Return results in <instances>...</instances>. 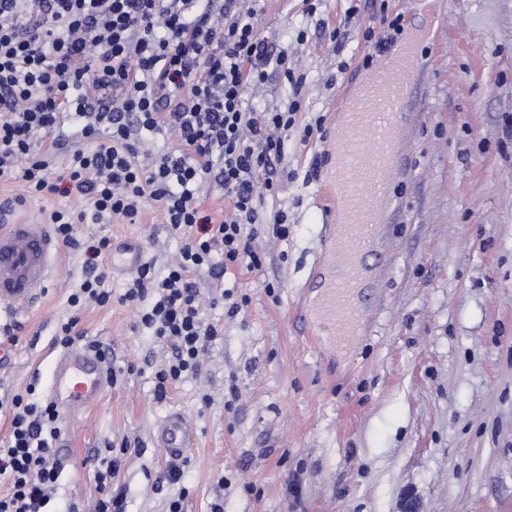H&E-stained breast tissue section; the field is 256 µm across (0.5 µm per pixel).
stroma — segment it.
<instances>
[{"mask_svg":"<svg viewBox=\"0 0 512 512\" xmlns=\"http://www.w3.org/2000/svg\"><path fill=\"white\" fill-rule=\"evenodd\" d=\"M392 3L415 26L440 27L441 43L422 53L400 170L375 218L367 316L351 344H317L326 330L315 309L331 275L324 244L335 217L321 187L335 173L336 95H355L370 73L362 33L330 38L351 0H321L313 15L301 0H256L262 37L298 55L307 76L298 122L322 116L326 136L286 141L289 178L261 211H287L288 236L261 230L262 268L226 278L249 302L235 317L207 308L224 334L200 374L156 399L153 373L170 344L133 330V309L117 301L69 307L81 254L64 251L45 295L13 306L20 328L0 398L33 381L47 399L62 351L54 335L74 315L122 372L92 408L60 411L57 512L91 505L92 459L125 442L126 512H168L176 498L183 512L214 502L224 512H405L410 501L417 512H512V0ZM77 232L137 244L161 267L181 247L150 200L140 223ZM173 411L199 440L172 484L158 480L169 458L154 435Z\"/></svg>","mask_w":512,"mask_h":512,"instance_id":"1","label":"stroma"}]
</instances>
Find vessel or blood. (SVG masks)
Listing matches in <instances>:
<instances>
[{
    "label": "vessel or blood",
    "mask_w": 512,
    "mask_h": 512,
    "mask_svg": "<svg viewBox=\"0 0 512 512\" xmlns=\"http://www.w3.org/2000/svg\"><path fill=\"white\" fill-rule=\"evenodd\" d=\"M438 44L439 31L430 27L414 39L389 48L375 69L365 91L345 114L338 152L336 193L331 201L340 217V233L326 242V256L333 269L322 313L333 327L334 340L350 335L362 311L355 290L362 275L361 257L376 236L371 220L398 163V146L422 75L415 66L418 41ZM59 246L46 225L23 221L0 229V319L10 316L11 303L38 298L51 280ZM110 383L99 354L72 347L54 362L50 396L70 409L98 403ZM156 442L173 457L194 447L197 431L181 413L168 414L159 424Z\"/></svg>",
    "instance_id": "b4317fda"
}]
</instances>
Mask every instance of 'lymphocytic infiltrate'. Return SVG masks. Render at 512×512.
I'll return each mask as SVG.
<instances>
[{"label":"lymphocytic infiltrate","instance_id":"lymphocytic-infiltrate-1","mask_svg":"<svg viewBox=\"0 0 512 512\" xmlns=\"http://www.w3.org/2000/svg\"><path fill=\"white\" fill-rule=\"evenodd\" d=\"M241 0H0V178H17L25 193L75 190L87 207L51 209L58 240L82 253L83 280L68 304L133 307L134 327L169 341L171 357L155 373V395L196 375L210 342L222 336L207 322L199 281H220L261 268L253 226L261 223L259 188H277L284 155L303 105L305 74L287 52H273ZM290 84L286 103L256 112L250 87L270 73ZM42 134V146L33 137ZM175 137L177 149L146 157L141 148ZM65 153V185L50 181ZM219 188L232 208L221 221L201 193ZM158 204L182 247L175 262L139 265L120 298L104 284L111 252L105 237H78L77 225L118 219L139 223L144 200ZM35 385L0 401L10 430L0 439V512H52L66 468L56 442L59 410L35 401ZM96 512H125L118 485L121 457L98 453Z\"/></svg>","mask_w":512,"mask_h":512}]
</instances>
